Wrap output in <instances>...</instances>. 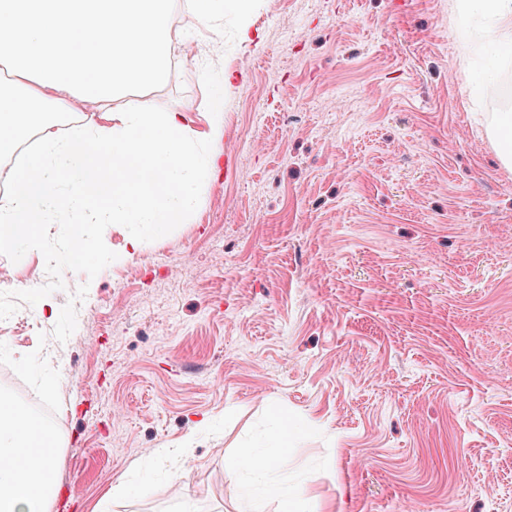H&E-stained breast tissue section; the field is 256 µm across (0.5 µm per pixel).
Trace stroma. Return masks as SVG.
<instances>
[{
	"instance_id": "35a3bbf8",
	"label": "stroma",
	"mask_w": 512,
	"mask_h": 512,
	"mask_svg": "<svg viewBox=\"0 0 512 512\" xmlns=\"http://www.w3.org/2000/svg\"><path fill=\"white\" fill-rule=\"evenodd\" d=\"M188 2L137 95L218 119L232 172L182 223L87 225L64 284L69 225L0 250V360L58 412V487L74 512H512V55L485 83L463 0H255L219 28ZM283 430L286 471L229 477ZM494 134L508 156H512V113L499 112L496 115Z\"/></svg>"
}]
</instances>
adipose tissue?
Here are the masks:
<instances>
[{"label": "adipose tissue", "mask_w": 512, "mask_h": 512, "mask_svg": "<svg viewBox=\"0 0 512 512\" xmlns=\"http://www.w3.org/2000/svg\"><path fill=\"white\" fill-rule=\"evenodd\" d=\"M172 0H0V156L11 185L0 197V246L33 242L39 225L72 226L85 250L88 224H177L202 169L218 154L189 141L184 112L127 102L163 84L173 63ZM80 97L99 121L60 130ZM47 425L0 395V512H45L53 469Z\"/></svg>", "instance_id": "1"}]
</instances>
